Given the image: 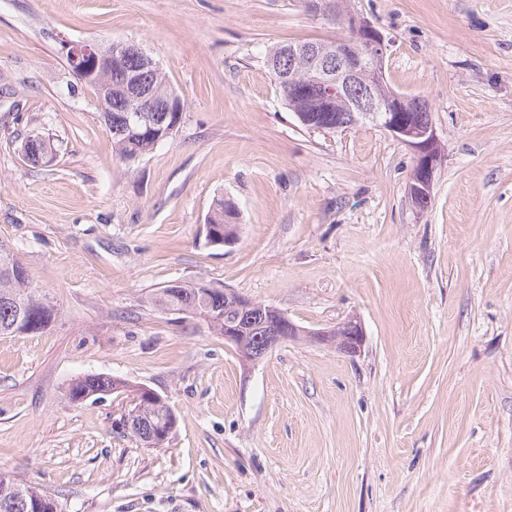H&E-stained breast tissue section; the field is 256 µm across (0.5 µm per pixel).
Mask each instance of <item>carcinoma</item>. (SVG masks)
I'll list each match as a JSON object with an SVG mask.
<instances>
[{"label":"carcinoma","mask_w":512,"mask_h":512,"mask_svg":"<svg viewBox=\"0 0 512 512\" xmlns=\"http://www.w3.org/2000/svg\"><path fill=\"white\" fill-rule=\"evenodd\" d=\"M276 89L286 108L293 112L305 128L327 134L347 129L345 122L349 106L345 100L330 99L310 80L309 61L300 57L290 60L285 46L272 48L267 56ZM112 83L110 111L99 116L112 136V144L121 161L143 157L160 142L172 137L179 128L182 113L175 108L181 98L168 86L162 70L145 61L136 52L112 56V67L102 74ZM152 109L151 120L137 118L139 104ZM394 111L401 120L426 125L432 122L428 105L420 98L400 96ZM23 157L32 164H48L55 156L50 139L41 133L30 132L22 143ZM239 214L231 203L218 200L206 223L211 226L208 244L224 241V226L232 225L229 233H237ZM157 308L175 313L207 315V324L220 336L224 323L236 312L224 308V288L203 279L184 281L165 286L148 298ZM55 306L30 281L26 268L11 249L0 245V336L42 332L56 320ZM125 387L117 377L101 374L85 375L71 380L67 388L69 399L77 402L107 395ZM130 434L146 446L156 448L165 444L158 430L169 423L167 409L159 400L143 399L138 404ZM52 503V495L14 476L7 482V492H0V512H36V504Z\"/></svg>","instance_id":"cac0c4a2"}]
</instances>
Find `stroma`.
<instances>
[{
	"mask_svg": "<svg viewBox=\"0 0 512 512\" xmlns=\"http://www.w3.org/2000/svg\"><path fill=\"white\" fill-rule=\"evenodd\" d=\"M424 99L441 159L369 122L313 133L267 54L340 38L307 0H0V243L58 311L0 336V469L61 512H512V0H349ZM143 49L184 111L122 164L61 39ZM57 146L44 166L26 133ZM239 212L212 247L216 199ZM204 279L308 330L361 321L349 356L307 338L244 366L198 317L148 306ZM87 374L156 391L149 448L126 395L70 402ZM31 138L35 139L34 142L38 140L39 143L37 148L40 151L41 157H38L35 152L29 153L31 145H33L32 147H34L33 141H30ZM21 152L23 157L33 165L48 164L52 162L55 156V148L53 143H51L50 138H46V136H44L43 134L34 131L30 132L24 137L21 143ZM148 398H159L158 394L146 387L140 386L137 389V395L133 398L134 407H139L138 415L133 420L131 425L130 434L137 438L139 441L143 443V445L150 446L154 445L155 448L161 447L165 444V442L169 439V435L166 433L163 434V439L168 437L166 440H162L159 438L157 431L159 429L164 430L167 429L174 423L176 417L173 411L168 407L169 410V419L167 416V409L165 408L164 403L160 400H149V399H141L138 405L137 402L142 397ZM136 405V406H135Z\"/></svg>",
	"mask_w": 512,
	"mask_h": 512,
	"instance_id": "obj_1",
	"label": "stroma"
}]
</instances>
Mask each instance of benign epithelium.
<instances>
[{"label": "benign epithelium", "instance_id": "1", "mask_svg": "<svg viewBox=\"0 0 512 512\" xmlns=\"http://www.w3.org/2000/svg\"><path fill=\"white\" fill-rule=\"evenodd\" d=\"M336 20L351 29V36L341 41L337 57L338 63L332 67L320 65L316 69L315 83L328 97L352 100L351 118L383 119V127L400 138L412 151L421 171L418 177L411 178L409 190L425 195L431 191L432 170L439 154L437 136L433 125L422 129L411 123H392L388 118L387 104L373 96L363 99L352 97L354 88L365 82L379 80V68L384 60L385 39L367 20L354 15H344L336 9ZM62 51L68 57L72 73L82 83L90 81L103 62H112V51L104 50L103 45L93 41H61ZM224 304L254 322L262 320L261 326L267 328L268 335L256 337L257 345H248L246 336L250 327L229 321L224 325V342L237 350L246 352L244 362L255 364L264 359L276 347L287 340L301 336L319 344H334L336 349L348 355L360 352L365 341V332L361 322L351 319L333 333L329 330L307 331L297 325L283 312L253 302L235 292L224 291Z\"/></svg>", "mask_w": 512, "mask_h": 512}]
</instances>
